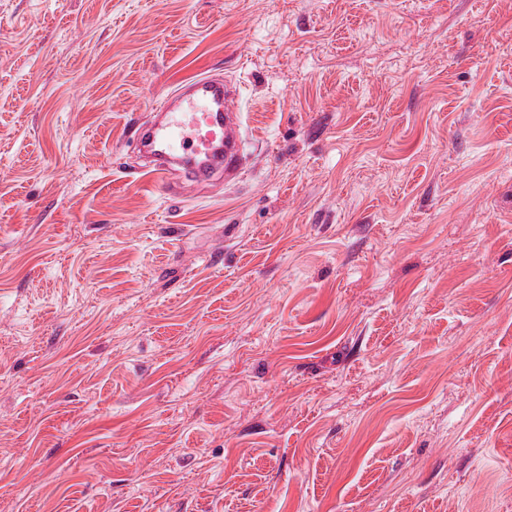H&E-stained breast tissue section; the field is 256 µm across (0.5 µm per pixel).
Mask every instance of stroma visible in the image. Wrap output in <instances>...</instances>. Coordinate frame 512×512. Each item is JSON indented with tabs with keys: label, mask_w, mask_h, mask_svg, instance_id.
Masks as SVG:
<instances>
[{
	"label": "stroma",
	"mask_w": 512,
	"mask_h": 512,
	"mask_svg": "<svg viewBox=\"0 0 512 512\" xmlns=\"http://www.w3.org/2000/svg\"><path fill=\"white\" fill-rule=\"evenodd\" d=\"M0 512H512V0H0ZM236 91L223 77L207 74L171 92L156 112L161 121L137 131L140 151L159 156L152 172L170 179L174 167L193 184L217 176L234 180L243 169L242 119L235 109Z\"/></svg>",
	"instance_id": "1"
}]
</instances>
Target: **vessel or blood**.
Instances as JSON below:
<instances>
[{
    "label": "vessel or blood",
    "instance_id": "b4317fda",
    "mask_svg": "<svg viewBox=\"0 0 512 512\" xmlns=\"http://www.w3.org/2000/svg\"><path fill=\"white\" fill-rule=\"evenodd\" d=\"M236 100L230 83L214 74L171 92L160 107L162 120L144 123L137 131L139 150L160 158L154 174L167 179L178 168L194 184L220 175L238 178L243 142Z\"/></svg>",
    "mask_w": 512,
    "mask_h": 512
}]
</instances>
